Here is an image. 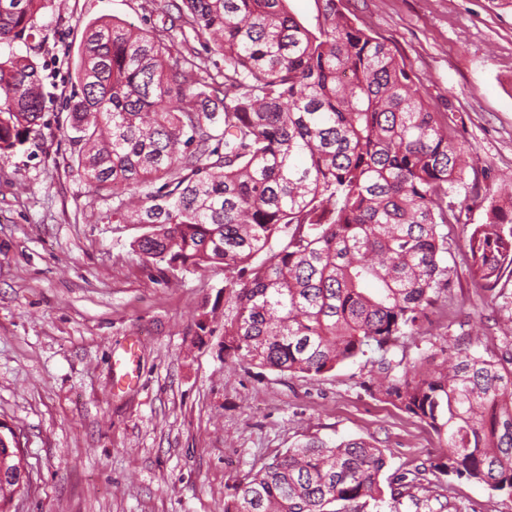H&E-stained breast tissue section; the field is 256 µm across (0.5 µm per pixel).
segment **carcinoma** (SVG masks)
I'll return each instance as SVG.
<instances>
[{
  "label": "carcinoma",
  "mask_w": 512,
  "mask_h": 512,
  "mask_svg": "<svg viewBox=\"0 0 512 512\" xmlns=\"http://www.w3.org/2000/svg\"><path fill=\"white\" fill-rule=\"evenodd\" d=\"M47 0H0V43L33 39ZM149 30L85 27L67 103L78 170L136 224L145 262L224 267V356L321 376L422 335L451 292L448 190L464 150L384 42L325 0L311 30L288 0H173ZM211 44L224 68L190 45ZM30 55L0 57V157L37 136L45 101ZM464 231L474 282L512 275V193ZM378 392L424 423L431 471L512 496V349L444 338ZM20 442L0 422V512L22 486ZM364 439L312 437L249 473L224 512H406L428 505L420 468L388 472ZM426 495L420 497L418 492Z\"/></svg>",
  "instance_id": "1"
}]
</instances>
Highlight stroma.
<instances>
[{
    "label": "stroma",
    "instance_id": "stroma-1",
    "mask_svg": "<svg viewBox=\"0 0 512 512\" xmlns=\"http://www.w3.org/2000/svg\"><path fill=\"white\" fill-rule=\"evenodd\" d=\"M389 45L432 111L455 115L465 151L448 201L451 295L425 333L402 338L392 376L445 337L495 355L512 341V276L478 288L463 225L484 223L475 195L512 189V0H336ZM160 24L151 0H50L40 37L0 45L42 65L41 134L0 158V421L20 430L28 490L11 512H224L233 486L274 454L317 436L365 438L390 468L430 464L436 438L366 385L376 352L319 377L224 356V270L180 272L132 252L140 230L107 224L72 165L67 99L85 25ZM206 331H199V319ZM447 512H512V498L448 476Z\"/></svg>",
    "mask_w": 512,
    "mask_h": 512
}]
</instances>
